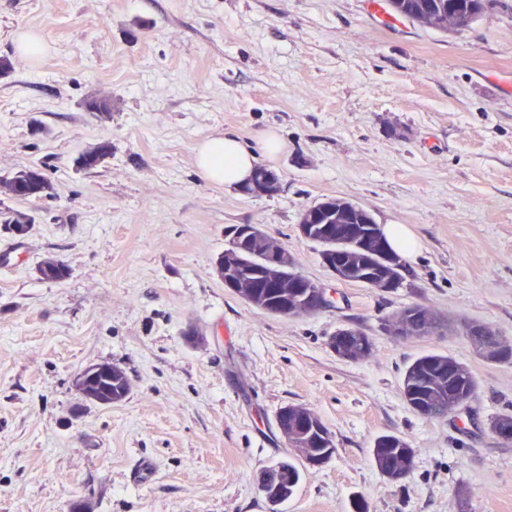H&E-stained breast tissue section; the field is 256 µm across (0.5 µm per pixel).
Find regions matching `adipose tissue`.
Returning <instances> with one entry per match:
<instances>
[{
  "label": "adipose tissue",
  "instance_id": "ef3b65f1",
  "mask_svg": "<svg viewBox=\"0 0 512 512\" xmlns=\"http://www.w3.org/2000/svg\"><path fill=\"white\" fill-rule=\"evenodd\" d=\"M256 155L232 131L215 134L195 148L196 167L201 176L217 185H243L253 173Z\"/></svg>",
  "mask_w": 512,
  "mask_h": 512
}]
</instances>
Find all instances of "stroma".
Listing matches in <instances>:
<instances>
[{"mask_svg": "<svg viewBox=\"0 0 512 512\" xmlns=\"http://www.w3.org/2000/svg\"><path fill=\"white\" fill-rule=\"evenodd\" d=\"M38 32L34 62L18 32ZM0 181L40 166L53 190L0 211L32 219L0 229V512H512V362L480 356L465 324L512 341V0H487L470 28L406 19L377 24L366 0H0ZM112 104L108 117L88 100ZM265 132L287 149L258 164L277 192L205 181L196 145ZM107 141L96 170L78 156ZM326 197L402 224L421 242L384 292L333 279L303 210ZM256 224L298 271L331 291L310 316L267 314L228 291L216 263L227 227ZM68 265L40 279L46 260ZM420 305L446 319L433 335L386 328ZM343 326L373 343L339 359ZM466 364L478 389L443 420L409 408L400 387L418 357ZM122 367L119 404L73 384L91 363ZM311 408L336 452L272 506L259 472L292 455L276 424ZM415 450L404 480L375 467V437ZM153 462L150 482L130 472Z\"/></svg>", "mask_w": 512, "mask_h": 512, "instance_id": "stroma-1", "label": "stroma"}]
</instances>
